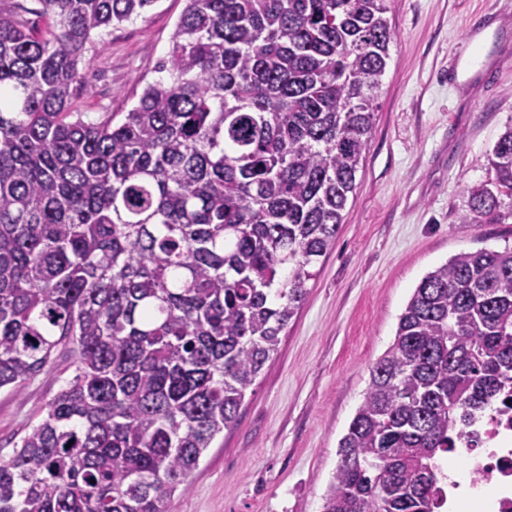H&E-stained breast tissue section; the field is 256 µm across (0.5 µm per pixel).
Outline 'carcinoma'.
<instances>
[{
	"mask_svg": "<svg viewBox=\"0 0 512 512\" xmlns=\"http://www.w3.org/2000/svg\"><path fill=\"white\" fill-rule=\"evenodd\" d=\"M0 2V389L72 356L0 458V512H168L237 421L343 224L389 0H186L163 76L71 111L90 36L156 0ZM466 224L512 202V126ZM512 383V246L427 273L372 364L322 512H433L436 464Z\"/></svg>",
	"mask_w": 512,
	"mask_h": 512,
	"instance_id": "obj_1",
	"label": "carcinoma"
}]
</instances>
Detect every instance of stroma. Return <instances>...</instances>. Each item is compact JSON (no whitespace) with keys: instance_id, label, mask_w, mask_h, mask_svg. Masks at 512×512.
<instances>
[{"instance_id":"stroma-1","label":"stroma","mask_w":512,"mask_h":512,"mask_svg":"<svg viewBox=\"0 0 512 512\" xmlns=\"http://www.w3.org/2000/svg\"><path fill=\"white\" fill-rule=\"evenodd\" d=\"M184 8L155 0L142 17L93 35L74 110L123 118L158 79ZM388 17L397 39L336 242L235 426L169 512H321L338 441L414 288L459 252L512 246V206L502 205V224L462 221L469 188L492 179L488 157L512 124V66L477 87L449 79L478 33L483 56H512V0H392ZM70 363L57 353L20 391L0 390V456L41 418Z\"/></svg>"}]
</instances>
